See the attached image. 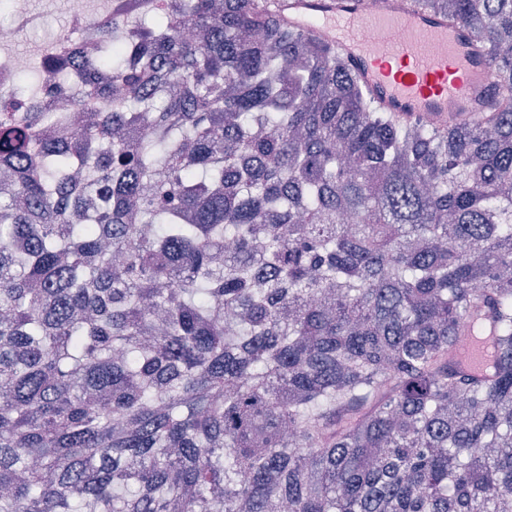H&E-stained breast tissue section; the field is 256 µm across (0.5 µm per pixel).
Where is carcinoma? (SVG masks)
Returning a JSON list of instances; mask_svg holds the SVG:
<instances>
[{
    "label": "carcinoma",
    "mask_w": 512,
    "mask_h": 512,
    "mask_svg": "<svg viewBox=\"0 0 512 512\" xmlns=\"http://www.w3.org/2000/svg\"><path fill=\"white\" fill-rule=\"evenodd\" d=\"M414 2L480 120L381 111L272 0H112L55 85L110 109L0 110V512L512 509V0ZM479 319L484 327V337L486 340L484 351L477 352L471 343H464L461 347L462 366L477 373H486L491 368L488 348L494 328L493 318L489 311H484L480 314Z\"/></svg>",
    "instance_id": "1"
}]
</instances>
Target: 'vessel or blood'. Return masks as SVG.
Returning a JSON list of instances; mask_svg holds the SVG:
<instances>
[{
    "label": "vessel or blood",
    "instance_id": "vessel-or-blood-1",
    "mask_svg": "<svg viewBox=\"0 0 512 512\" xmlns=\"http://www.w3.org/2000/svg\"><path fill=\"white\" fill-rule=\"evenodd\" d=\"M288 25L334 45L383 111L402 120L441 115L458 123L480 118L497 92L494 67L463 26L412 0H277ZM405 40H393L395 30ZM462 364L487 372V352L461 347Z\"/></svg>",
    "mask_w": 512,
    "mask_h": 512
}]
</instances>
